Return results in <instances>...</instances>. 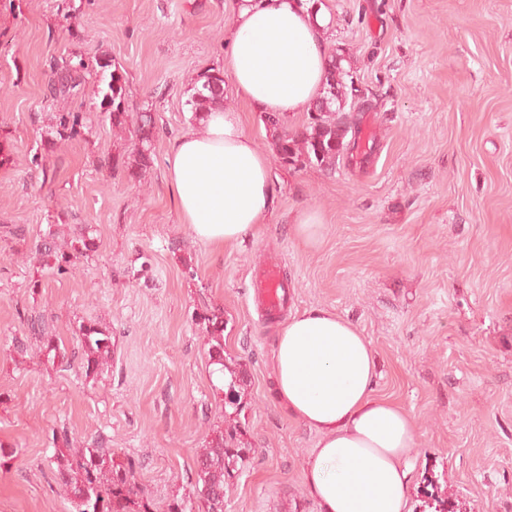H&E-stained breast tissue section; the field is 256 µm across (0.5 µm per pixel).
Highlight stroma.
<instances>
[{
	"label": "stroma",
	"mask_w": 512,
	"mask_h": 512,
	"mask_svg": "<svg viewBox=\"0 0 512 512\" xmlns=\"http://www.w3.org/2000/svg\"><path fill=\"white\" fill-rule=\"evenodd\" d=\"M329 52L360 91L369 131L332 169L273 163L275 203L224 251L180 224L165 180L171 138L199 128L190 99L224 68L234 0H0V512H68L49 468L53 439L103 445L136 463L155 502L189 494L196 458L222 431L211 340L196 323L224 310V362L243 373L234 416L251 453L224 512H320L301 482L318 435L288 415L271 380L280 318L252 279L278 258L285 314L336 312L370 340L375 396L413 417L408 504L431 478L454 512H512V0H322ZM83 59L81 88L50 92L53 67ZM123 78L130 114L151 113L154 163L129 176L134 125L100 114L95 70ZM84 116L47 150L54 112ZM123 157V165L109 161ZM323 213L318 244L294 235ZM93 227L96 247L60 274L34 245L51 225ZM76 347L96 322L112 361L86 376L40 350L31 317Z\"/></svg>",
	"instance_id": "stroma-1"
}]
</instances>
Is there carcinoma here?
Returning a JSON list of instances; mask_svg holds the SVG:
<instances>
[{
	"label": "carcinoma",
	"mask_w": 512,
	"mask_h": 512,
	"mask_svg": "<svg viewBox=\"0 0 512 512\" xmlns=\"http://www.w3.org/2000/svg\"><path fill=\"white\" fill-rule=\"evenodd\" d=\"M345 58L330 56L329 69L322 94L307 109V122L299 128L284 125L283 118L266 114L263 122L276 133V156L280 163L294 168L305 164L332 168L336 161L351 149L353 140L348 138L352 126L344 112L348 97H357L358 89L350 70L343 66ZM85 62L68 63L59 71L54 70L51 90L70 94L77 90L79 72ZM201 87L196 90L191 104L195 112H206L224 103V93L213 90L215 85H226L224 75L202 76ZM100 108L113 127L122 128L130 120L125 108V89L122 77L110 73L107 87L100 88ZM83 117L74 112H60L47 130L48 144L57 145L73 140L81 134ZM139 145L136 148L135 167L142 174L154 163L152 141L155 125L148 112L137 116ZM91 226L78 225L66 245L58 244L54 232L43 236L36 245L35 254L41 264L61 273L70 270L75 261L91 250ZM198 324L214 341L210 359L224 365V313L221 309H206L197 315ZM30 331L39 337L42 350L64 362L79 360L86 375L96 374L112 361V334L90 322L79 328L77 354L69 355L63 343L48 335L44 317L30 319ZM250 449L240 446L235 427L228 426L212 439L197 459L196 482L191 496H173L166 505V512H224V488L234 477L237 465L246 460ZM53 474L63 488L72 512H157L151 496L136 480L135 463L102 448H75L68 437L62 446L54 449L51 457Z\"/></svg>",
	"instance_id": "1"
}]
</instances>
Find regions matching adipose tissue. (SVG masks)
I'll return each mask as SVG.
<instances>
[{"instance_id": "1", "label": "adipose tissue", "mask_w": 512, "mask_h": 512, "mask_svg": "<svg viewBox=\"0 0 512 512\" xmlns=\"http://www.w3.org/2000/svg\"><path fill=\"white\" fill-rule=\"evenodd\" d=\"M224 63L231 91L290 117L323 90L330 16L311 0H235ZM167 185L191 236L217 249L242 243L274 204L271 161L242 116L224 107L169 141ZM377 360L351 321L326 309L289 316L273 358L276 397L319 439L301 481L322 512H408L406 460L417 431L373 395Z\"/></svg>"}]
</instances>
